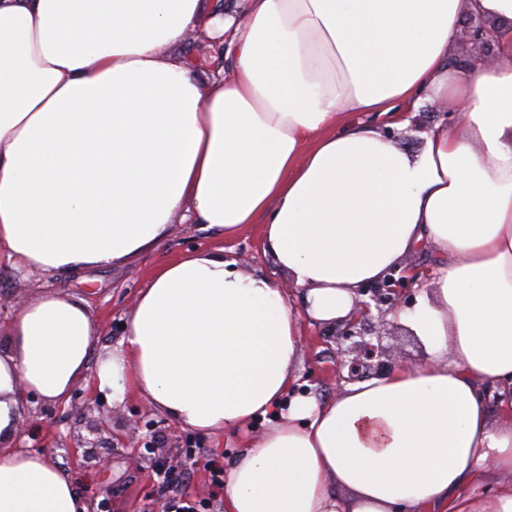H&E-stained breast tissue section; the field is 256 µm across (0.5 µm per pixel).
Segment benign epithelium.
Returning a JSON list of instances; mask_svg holds the SVG:
<instances>
[{
    "mask_svg": "<svg viewBox=\"0 0 512 512\" xmlns=\"http://www.w3.org/2000/svg\"><path fill=\"white\" fill-rule=\"evenodd\" d=\"M462 38L477 45L482 52V61L494 60L493 40L485 28L484 18L479 14L469 16ZM410 280L402 275H389L386 279L365 286L357 291L355 312L345 320L332 324L331 338L336 344V378L352 383L371 375H380L391 368V350L384 345L389 335L387 316L408 305ZM369 299H364V296ZM89 436L80 439L81 448H98L105 443L103 426H87ZM128 448H154L156 436L151 425L133 421L126 440Z\"/></svg>",
    "mask_w": 512,
    "mask_h": 512,
    "instance_id": "7a95c632",
    "label": "benign epithelium"
}]
</instances>
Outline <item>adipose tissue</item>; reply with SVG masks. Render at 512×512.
Masks as SVG:
<instances>
[{"label": "adipose tissue", "instance_id": "ef3b65f1", "mask_svg": "<svg viewBox=\"0 0 512 512\" xmlns=\"http://www.w3.org/2000/svg\"><path fill=\"white\" fill-rule=\"evenodd\" d=\"M498 38L453 67L462 21ZM216 27L232 64L176 59ZM466 105L411 152L424 102ZM183 214L263 223L273 277L223 251L157 266L116 344L83 299L15 310L0 350V512H88L67 471L20 449L27 397L92 384L218 435L275 416L229 471L224 512H512V0H0V257L45 273L129 264ZM429 244L444 264L400 322L427 362L330 398L298 392L301 324L347 318L358 288ZM447 111L448 113L459 116L461 114L462 108L456 104H451L448 105ZM447 111L445 109V103L436 106H430L426 104L417 108L416 110L409 112L408 125L399 130L384 128L383 117H376L369 114L364 116V119L367 122L380 127L403 147L412 151H418L423 145V139L421 138L422 133L441 118H447L448 115L445 113Z\"/></svg>", "mask_w": 512, "mask_h": 512}]
</instances>
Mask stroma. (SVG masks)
Wrapping results in <instances>:
<instances>
[{
    "mask_svg": "<svg viewBox=\"0 0 512 512\" xmlns=\"http://www.w3.org/2000/svg\"><path fill=\"white\" fill-rule=\"evenodd\" d=\"M444 105H424L409 112L406 127L391 130V137L403 147L417 151L423 145L422 133L444 118ZM223 249L243 273L273 274L275 266L263 251L262 227L248 225L233 235H220L204 224H173L164 243L143 255L136 263L111 268L89 267L75 274H47L15 268L8 260L0 261V322H7L16 309L18 298H33L46 290L62 292L85 300L89 311L102 327L100 345L118 341L122 325L144 288L153 269L195 250ZM321 325L303 324V349L298 366L304 388L328 397L339 388L335 373L333 342L325 340ZM88 404V418L106 420L112 444L100 448L107 466L87 459L76 439L84 434L82 422L72 412L73 404ZM28 427L34 450L49 448L50 458L69 471L78 492L87 500L91 512H146L158 508L167 512L171 494L160 483L147 460H135L133 449L123 447L131 421L154 423L160 437L159 451L179 462L186 474L183 490L200 504L202 512H224V492L218 479L227 478L230 464L238 458L246 439L258 438L265 430L264 421H256L238 433L208 436L180 427L164 412L152 408L135 393L124 401L81 386L75 388L66 403L47 404L30 397Z\"/></svg>",
    "mask_w": 512,
    "mask_h": 512,
    "instance_id": "35a3bbf8",
    "label": "stroma"
}]
</instances>
